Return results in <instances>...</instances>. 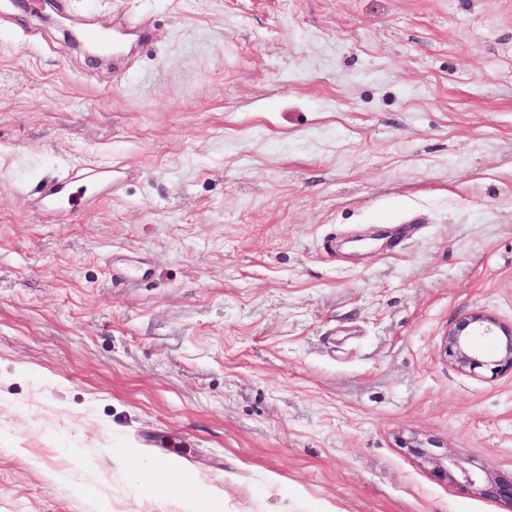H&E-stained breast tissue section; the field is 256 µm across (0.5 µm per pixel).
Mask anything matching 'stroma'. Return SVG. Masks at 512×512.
Returning <instances> with one entry per match:
<instances>
[{"label":"stroma","instance_id":"1","mask_svg":"<svg viewBox=\"0 0 512 512\" xmlns=\"http://www.w3.org/2000/svg\"><path fill=\"white\" fill-rule=\"evenodd\" d=\"M52 14L0 0V512H507L399 441L512 475V375L442 351L512 326V0ZM75 181L76 180L70 176L56 179L41 190V199H44L49 203H56L62 192H64V195L67 198V204L70 207L75 206L77 199L87 190L85 186H79L74 192L72 183ZM442 351L461 370L512 374V327L482 312L466 314L448 328Z\"/></svg>","mask_w":512,"mask_h":512}]
</instances>
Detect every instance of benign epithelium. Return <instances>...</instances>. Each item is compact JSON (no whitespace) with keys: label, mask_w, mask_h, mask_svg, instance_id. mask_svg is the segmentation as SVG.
<instances>
[{"label":"benign epithelium","mask_w":512,"mask_h":512,"mask_svg":"<svg viewBox=\"0 0 512 512\" xmlns=\"http://www.w3.org/2000/svg\"><path fill=\"white\" fill-rule=\"evenodd\" d=\"M444 355L461 370L489 368L495 374L512 373V327L492 316L475 312L460 317L442 339ZM402 447L434 464L440 476L456 480L466 488L478 487L486 498L512 506V477L481 475L461 466L448 452L434 450L436 444L416 438L400 440Z\"/></svg>","instance_id":"obj_1"}]
</instances>
